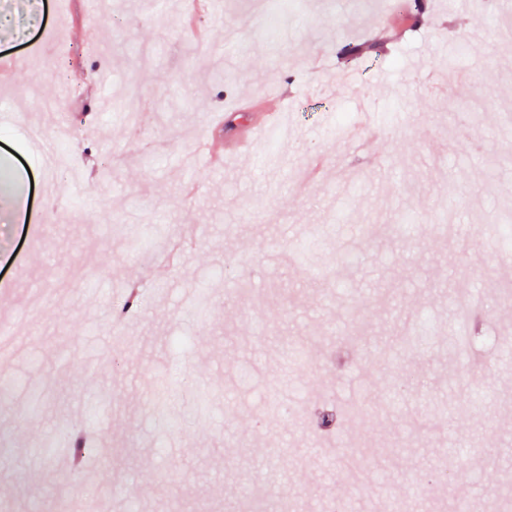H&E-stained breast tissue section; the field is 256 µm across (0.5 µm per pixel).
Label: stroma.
<instances>
[{
    "label": "stroma",
    "mask_w": 512,
    "mask_h": 512,
    "mask_svg": "<svg viewBox=\"0 0 512 512\" xmlns=\"http://www.w3.org/2000/svg\"><path fill=\"white\" fill-rule=\"evenodd\" d=\"M184 11L183 0H0V62L21 64L0 71L13 107L0 138L13 173L0 187L11 283L0 323L14 332L0 351V384L13 388L0 402V502L56 512L91 489L96 512H251L240 476L281 512H374L400 487L450 512L454 497L512 491V362L456 354L448 330L473 289V327L512 340V271L492 242L512 203L502 25L466 0H431L419 27L399 0H211L196 35ZM371 37L385 56L338 59L340 43ZM441 58L468 74L460 100L437 99L428 71ZM244 89L285 92L294 136L209 171L196 154L209 115ZM102 92L112 110L100 115ZM362 98L379 133L351 155L337 131ZM315 156L333 171L321 183L308 179ZM407 212L419 235L397 232ZM152 230L187 239L179 271L161 252L144 262ZM298 233L326 244L267 262L268 239L289 247ZM132 285L141 305L118 315ZM402 385V405L387 408ZM357 391L360 418L342 412ZM477 393L486 407L462 410ZM325 409L340 414L328 434ZM81 429L92 451L76 471L50 442ZM460 439L472 453L439 485Z\"/></svg>",
    "instance_id": "1"
}]
</instances>
